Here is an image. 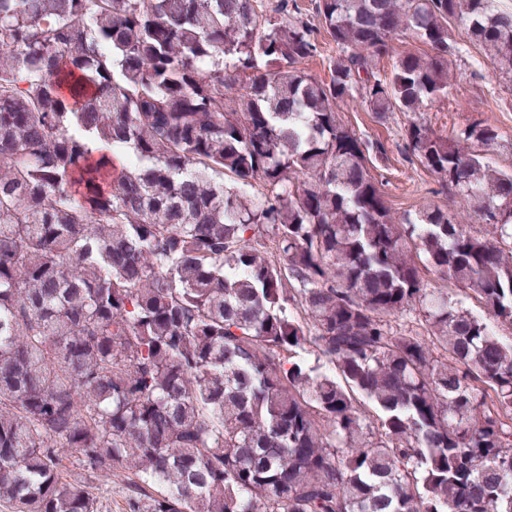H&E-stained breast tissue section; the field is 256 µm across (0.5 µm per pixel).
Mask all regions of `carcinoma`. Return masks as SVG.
<instances>
[{"mask_svg":"<svg viewBox=\"0 0 512 512\" xmlns=\"http://www.w3.org/2000/svg\"><path fill=\"white\" fill-rule=\"evenodd\" d=\"M311 2L0 0L13 512H99L101 477L126 512H512V172L491 121L424 117L456 21L512 84V12ZM350 103L410 116L460 209L396 214Z\"/></svg>","mask_w":512,"mask_h":512,"instance_id":"1","label":"carcinoma"}]
</instances>
